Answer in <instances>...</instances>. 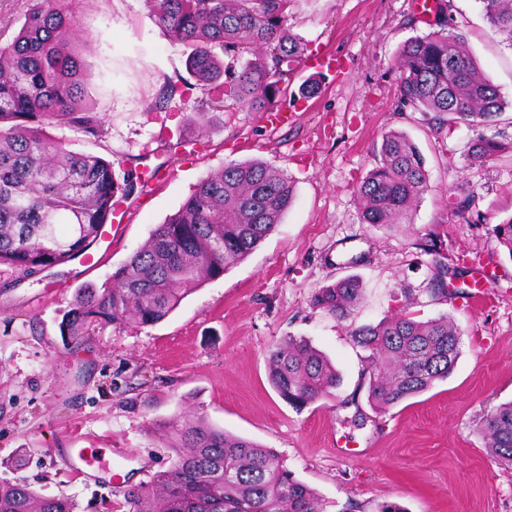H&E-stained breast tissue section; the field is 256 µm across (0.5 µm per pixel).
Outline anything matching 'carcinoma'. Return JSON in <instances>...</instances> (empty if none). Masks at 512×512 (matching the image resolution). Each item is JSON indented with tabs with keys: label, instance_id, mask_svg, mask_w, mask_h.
I'll list each match as a JSON object with an SVG mask.
<instances>
[{
	"label": "carcinoma",
	"instance_id": "cac0c4a2",
	"mask_svg": "<svg viewBox=\"0 0 512 512\" xmlns=\"http://www.w3.org/2000/svg\"><path fill=\"white\" fill-rule=\"evenodd\" d=\"M293 0H146L174 41L189 49L187 67L227 102L269 112L288 93L286 77L303 54L288 33ZM490 29L512 40V0H480ZM78 0H30L13 39L0 45V267L17 283L75 260L112 222L118 200L130 196L131 174L115 178L112 164L70 151L48 139L43 125L58 124L97 138L101 120L88 103L90 64L77 49ZM450 3L437 8L438 30L399 49L398 95L402 107L475 127L496 125L505 102L497 86L448 29ZM252 50L239 67L219 54ZM500 133L478 134L469 158L484 163L512 150ZM377 165L361 182V220L401 224L428 189L422 157L410 137L388 131ZM284 171L261 161L230 163L202 179L181 208L102 287L78 289L63 333L78 340L89 326H152L165 320L203 283L219 278L252 253L280 224L292 204ZM469 194L451 202L468 221ZM500 245L512 256V219L496 225ZM360 282L345 277L320 288L311 304L345 319L359 303ZM369 366L368 401L386 411L448 378L461 355V336L446 315L422 320L400 313L352 332ZM269 380L296 409L333 396L340 377L330 360L304 337H288L271 352ZM172 465L128 491L132 512H324L317 493L297 480L277 453L224 432L205 419L175 415L162 423ZM479 432L490 455L512 465V402L494 408ZM67 497L44 496L21 483H0V512H75Z\"/></svg>",
	"mask_w": 512,
	"mask_h": 512
}]
</instances>
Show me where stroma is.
I'll return each mask as SVG.
<instances>
[{
	"label": "stroma",
	"instance_id": "obj_1",
	"mask_svg": "<svg viewBox=\"0 0 512 512\" xmlns=\"http://www.w3.org/2000/svg\"><path fill=\"white\" fill-rule=\"evenodd\" d=\"M450 29L498 87L506 106L497 128L512 137V48L493 33L480 0H451ZM82 53L92 67L89 101L99 138L49 124L68 150L112 164L116 177L155 174L125 200L130 219L106 225L110 247L97 267L72 261L10 283L0 273V482L73 498L77 512H129L128 489L172 464L160 425L177 413L205 416L224 431L274 449L294 477L315 489L325 512H512V466L485 448L478 422L512 400V255L496 224L512 219V152L470 164L476 135L465 123L437 130L430 113L401 107L394 58L410 38L432 32L412 0H293L288 31L307 57L334 67L298 66L285 122L212 107L206 90L155 106L167 80L186 76L185 48L155 23L145 0H81ZM317 80L311 98L302 85ZM207 113L197 129L198 113ZM401 130L418 146L428 189L409 223H362L357 187L374 166L382 137ZM194 140L189 149L178 139ZM259 159L283 170L295 197L280 224L243 262L206 282L163 322L97 324L80 340L62 333L78 288L103 286L178 211L210 172ZM476 192L469 222L449 197ZM448 267L443 294L433 285L436 255ZM496 271L485 304L468 300L471 273ZM354 276L362 298L343 321L311 304L316 289ZM412 308L448 315L462 353L452 375L428 392L381 412L368 402L363 352L351 332ZM303 336L336 366L333 398L297 410L268 379L271 350ZM72 448H131L111 460L114 479L91 483L66 466Z\"/></svg>",
	"mask_w": 512,
	"mask_h": 512
}]
</instances>
